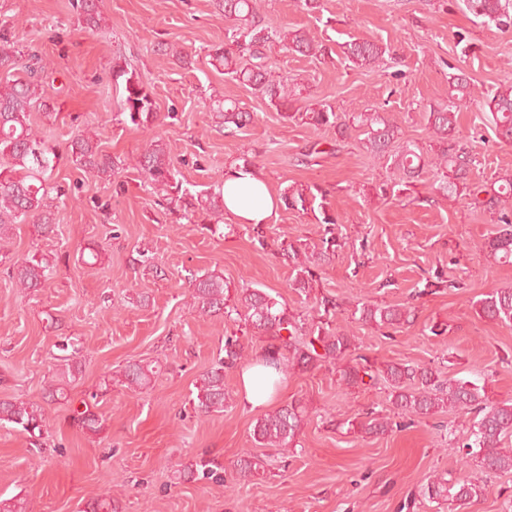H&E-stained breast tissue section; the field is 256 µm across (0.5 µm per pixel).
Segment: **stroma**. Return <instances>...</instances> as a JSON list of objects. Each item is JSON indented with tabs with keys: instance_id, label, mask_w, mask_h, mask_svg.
Here are the masks:
<instances>
[{
	"instance_id": "obj_1",
	"label": "stroma",
	"mask_w": 512,
	"mask_h": 512,
	"mask_svg": "<svg viewBox=\"0 0 512 512\" xmlns=\"http://www.w3.org/2000/svg\"><path fill=\"white\" fill-rule=\"evenodd\" d=\"M72 0H0V21L13 22L21 46L42 57V88L57 112L34 121L57 143L75 133L97 134L104 151L124 160L109 180L83 174L62 160L53 176L67 193L47 237L16 225L0 250L21 258H54L46 288L15 287L0 262V399L34 402L46 410L41 436L0 424V502L24 512H91L108 499L117 512H454L425 499L433 476L484 478L489 492L469 512H512V471L482 474L462 459L457 437L471 416L445 411L416 421L399 417L381 380L347 386L334 366L290 364L269 403L251 409L239 399V370L224 374L228 403L209 414L196 408L197 389L228 336L259 357L264 337L190 305L189 278L216 270L240 290L262 289L285 304L306 328L320 321L321 297L336 300L331 327L353 336L373 370L389 364L432 369L486 386L512 399V327L481 317V294L512 288V263L490 256L494 236L483 206L451 197L443 176L425 168L410 193L381 195L399 174L362 143L360 130L338 134L301 119H285L255 90L232 81L210 57L224 41L225 22L212 0H103L97 30L77 23ZM314 15L296 0H265L274 27L305 28L319 40L370 37L394 59L377 68L344 60L303 57L274 45L266 54L276 71L302 85L298 107L331 105L336 112L382 108L398 124L400 145L430 154L425 113L448 97L450 67L462 68L477 91L512 83V29L481 24L461 0H321ZM174 43L190 55L183 69L159 51ZM123 60L151 91L164 122L149 131L126 123L122 88L112 65ZM229 96L253 112L246 128L226 134L210 109ZM166 144L181 181L198 189L220 183L231 166L251 160L273 194L291 184L317 186L336 215L335 256L317 270L309 293L290 288L282 248L316 237L313 213L278 208L256 226L202 215L173 221L132 165L152 136ZM456 139L476 160L473 182L489 187L512 173V145L500 142L486 112L462 107ZM97 249L100 261L83 263ZM443 273L448 287H426ZM411 305L415 322L391 335L357 322L358 302ZM73 344L77 372H66L63 343ZM157 364L150 388L121 381L128 362ZM64 388L69 401L51 400ZM96 398L103 428L82 430L74 412ZM301 404L304 420L288 450L265 448L252 437L255 421L282 406ZM374 411L395 422L393 432L368 437L350 430ZM251 453L264 473L239 477L237 462ZM210 462L221 481L186 476Z\"/></svg>"
}]
</instances>
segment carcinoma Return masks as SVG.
<instances>
[{
    "instance_id": "cac0c4a2",
    "label": "carcinoma",
    "mask_w": 512,
    "mask_h": 512,
    "mask_svg": "<svg viewBox=\"0 0 512 512\" xmlns=\"http://www.w3.org/2000/svg\"><path fill=\"white\" fill-rule=\"evenodd\" d=\"M465 6L475 17L496 28H512V0H464ZM77 22L89 30L99 25L101 13L97 0H76ZM216 9L224 19L232 21L225 29L224 44L214 48L213 59L224 68L232 80L260 93L276 110H290L293 97L299 89H288V78L275 74L267 63L264 49L280 43L287 50L315 58H333L336 52L354 65L375 67L381 63L387 48L375 40L355 38L330 46L305 29L279 30L265 23L259 0H215ZM45 67L36 56H25L14 39L13 25L0 22V241L9 238L16 224H30L39 235L53 232L54 201L49 185L53 171L62 156H67L76 169L93 173L99 178L110 179L122 169V160L106 153L101 143L93 137L78 133L68 140L65 153L59 146L38 134L32 116L40 112L46 118L53 116L54 107L41 92V73ZM112 79L122 80L125 92L124 113L126 120L136 127L149 129L157 120L155 102L139 74L119 63L112 67ZM475 86L461 72L448 76V99L426 112L427 129L436 144V156L426 162L422 154L407 146L394 150L398 127L388 113L365 109L361 112L337 113L327 104L308 106L299 116L305 124L316 129L334 127L344 134L351 127L363 130L365 147L373 155L390 162L400 173L399 186L409 189L413 179L420 176L424 166L430 164L448 169L444 189L448 195L472 192L468 182L474 163L470 152L453 141L461 105L475 99ZM480 103L490 113V119L499 139L512 144V84L481 94ZM211 109L224 117V128L238 131L253 121V114L244 110L232 98H216ZM136 168L161 198L165 209L181 218L198 211L218 222L224 214L222 186L215 192H192L176 179L169 155L160 142L152 140L138 155ZM500 185L486 201V211L491 222L499 227L495 237L485 246L498 259H512V177L503 176ZM281 201L287 209L318 210L324 225L320 238L313 244L299 248L288 244L283 256L292 266L295 275L290 287L307 293L316 279V269L335 254L338 244L333 225L336 217L327 209L326 195L313 192L310 186L289 185L283 189ZM53 272V265L45 258L31 254L10 264L8 273L15 286L27 291L45 287ZM193 307L205 316L222 315L234 323H243L255 334L265 336L269 343L260 355L265 365L283 373L290 359L303 367L317 362L340 363L353 354L352 338L343 332L333 333L330 327L318 326L309 331L304 349L295 345L296 336L302 331L295 315L267 293L255 289L234 292L216 271L197 275L190 281ZM479 315L505 326H512V289H495L475 302ZM412 310L400 306H380L361 303L354 309L356 320L379 329H396L410 323ZM293 352V357L286 356ZM244 346L239 338L229 336L224 341V357L210 368L202 379L196 395L197 408L204 414L222 411L227 402L224 392V371L238 367L243 359ZM359 362L340 369V380L352 386L362 381L360 372L369 368ZM157 373L155 367L141 361L126 365L121 373L129 389H146ZM386 380L391 382L392 404L398 414L409 417H427L445 409L473 413V429L462 435L464 455L475 460L485 472L512 471V454L500 448L502 439L512 434V399L492 401L486 396L485 387L469 381L450 377L445 382L435 380L429 368L389 364L384 369ZM76 420L82 428L98 432L102 424L90 406L77 413ZM0 421L8 422L34 436L42 432L45 421L43 407L22 401L0 400ZM303 421L302 412L295 404L284 406L272 414L256 420L252 429L254 442L262 446L287 449L298 433ZM359 432L379 436L393 431L389 419L373 412L356 421ZM241 475L253 476L264 469V462L257 456L247 455L239 460ZM488 493L487 484L478 480L452 482L438 477L427 484L423 496L457 503V508L467 509Z\"/></svg>"
}]
</instances>
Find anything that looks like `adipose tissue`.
Returning a JSON list of instances; mask_svg holds the SVG:
<instances>
[{
    "label": "adipose tissue",
    "instance_id": "1",
    "mask_svg": "<svg viewBox=\"0 0 512 512\" xmlns=\"http://www.w3.org/2000/svg\"><path fill=\"white\" fill-rule=\"evenodd\" d=\"M224 210L242 224H264L275 215L280 201L254 170L238 167L224 176Z\"/></svg>",
    "mask_w": 512,
    "mask_h": 512
}]
</instances>
